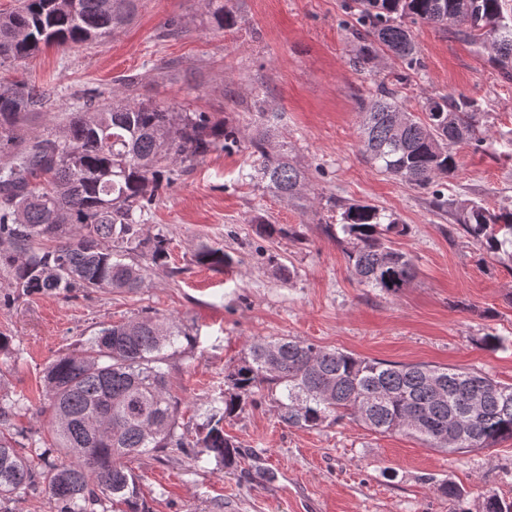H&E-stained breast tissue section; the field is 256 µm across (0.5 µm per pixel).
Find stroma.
<instances>
[{"label":"stroma","mask_w":512,"mask_h":512,"mask_svg":"<svg viewBox=\"0 0 512 512\" xmlns=\"http://www.w3.org/2000/svg\"><path fill=\"white\" fill-rule=\"evenodd\" d=\"M238 24L219 28L207 0H138L131 20L93 43L49 47L0 66V82L55 89L58 106L30 115L29 134L58 132L69 105L91 90L177 112H205L236 127L241 144L184 166L162 190L144 230L168 240L165 266L135 255L146 285L130 293L101 289L77 296L12 297L0 278V398L22 399L15 419L28 435L48 434L44 370L78 352L100 326L157 313L196 338L168 360L181 422L220 400L225 377L249 341L287 336L356 356L396 363L465 368L512 384V272L482 258L455 218L431 205L429 191L382 172L361 151V101L375 80L404 74L403 106L420 113L426 98L478 100L488 114L483 146L455 144L446 194L512 200V77L489 50L455 30L413 27L421 66L406 70L388 57L355 67L357 47L344 0H224ZM263 100L256 109L255 100ZM269 130L278 149L302 170L305 205L251 182L252 136ZM368 203L395 214L407 231L395 249L416 265L399 294L358 283L342 248L324 232L339 205ZM300 228L302 238H269L258 220ZM231 258L221 269L200 263L204 247ZM293 275L283 278L281 267ZM506 349H483L489 331ZM248 456L228 471L208 456L178 450L132 459L153 512H481L484 497L512 501V440L465 454L426 447L403 431L376 434L343 419L314 429L290 428L268 396L227 422ZM274 472L266 481L265 472ZM448 481L454 500L437 486Z\"/></svg>","instance_id":"35a3bbf8"}]
</instances>
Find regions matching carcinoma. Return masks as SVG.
I'll list each match as a JSON object with an SVG mask.
<instances>
[{
	"instance_id": "obj_1",
	"label": "carcinoma",
	"mask_w": 512,
	"mask_h": 512,
	"mask_svg": "<svg viewBox=\"0 0 512 512\" xmlns=\"http://www.w3.org/2000/svg\"><path fill=\"white\" fill-rule=\"evenodd\" d=\"M344 7L359 42L354 64L362 69L385 50L416 69V24L452 27L488 44L496 65L512 63L506 0H348ZM134 8L135 0H76L72 9L65 0H19L0 14V65L54 45L102 40ZM53 102L54 93L43 87L0 83V275L23 295L137 292L144 269L126 255L138 252L155 265L168 255L165 236L143 235V221L159 191L176 180L171 165L230 150L239 131L204 112L109 101L92 91L73 104L62 134L26 137L29 115ZM422 111L421 119L390 85L377 84L364 112V152L398 180L431 190L435 209L457 207L464 236L512 270V208L473 200L458 205L437 189L457 167L448 143L483 142L485 113L462 94L431 98ZM251 148L257 166L249 178L277 196L300 198L301 172L283 153L263 136ZM259 230L300 238L282 224L262 221ZM327 230L363 286L396 295L415 279L413 259L384 236L404 229L377 206L351 204ZM199 259L216 268L231 262L222 248H206ZM184 339L194 337L173 321L138 316L101 326L81 352L54 359L45 370L49 448L26 447L14 423L20 402L0 401V506L42 488L50 512H152L126 461L169 449L195 460L202 448L232 470L243 453L224 421L265 394L277 397L280 422L291 428L351 416L374 432L406 431L454 454L512 440V384L478 371L391 364L284 337L247 344L226 375L224 398L209 406L190 440L165 368L168 351ZM53 450L73 461L53 458Z\"/></svg>"
}]
</instances>
